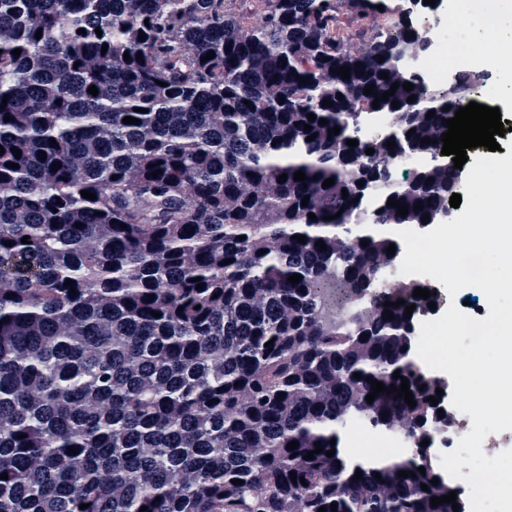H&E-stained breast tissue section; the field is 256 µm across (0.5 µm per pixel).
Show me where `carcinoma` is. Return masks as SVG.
Returning <instances> with one entry per match:
<instances>
[{
    "instance_id": "obj_1",
    "label": "carcinoma",
    "mask_w": 512,
    "mask_h": 512,
    "mask_svg": "<svg viewBox=\"0 0 512 512\" xmlns=\"http://www.w3.org/2000/svg\"><path fill=\"white\" fill-rule=\"evenodd\" d=\"M438 8L0 0V512H454L430 502L451 491L466 512L432 451L454 431L427 401L446 385L416 357V323L440 289L400 274V241L382 233L424 230L462 184L443 143L420 140L441 139L487 78L459 70L432 89L411 65L437 42L417 13ZM345 16L368 22L362 46ZM395 82L373 108L363 89ZM368 377L407 379L416 406L366 401ZM358 427L407 454L356 460L345 440Z\"/></svg>"
}]
</instances>
